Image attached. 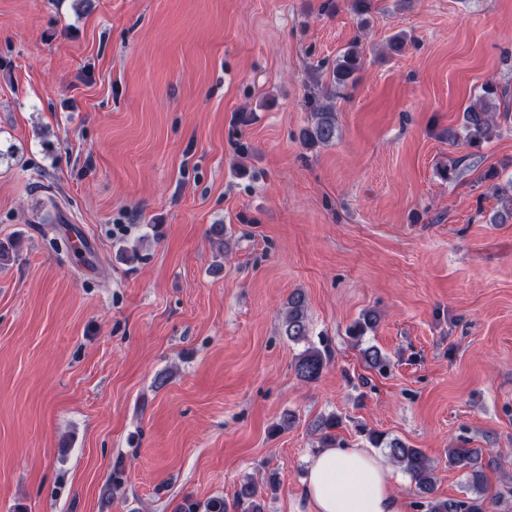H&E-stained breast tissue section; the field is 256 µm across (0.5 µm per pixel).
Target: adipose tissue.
<instances>
[{"mask_svg": "<svg viewBox=\"0 0 512 512\" xmlns=\"http://www.w3.org/2000/svg\"><path fill=\"white\" fill-rule=\"evenodd\" d=\"M381 455L351 446L315 449L293 512H408Z\"/></svg>", "mask_w": 512, "mask_h": 512, "instance_id": "adipose-tissue-1", "label": "adipose tissue"}]
</instances>
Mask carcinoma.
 Here are the masks:
<instances>
[{"label":"carcinoma","mask_w":512,"mask_h":512,"mask_svg":"<svg viewBox=\"0 0 512 512\" xmlns=\"http://www.w3.org/2000/svg\"><path fill=\"white\" fill-rule=\"evenodd\" d=\"M361 67L362 54L358 45L353 44L336 59L331 72L332 86L338 89L345 88L348 84L355 82ZM505 97L506 90L498 89L497 84L492 82L484 84L477 102L462 112L460 126L448 130V139L453 142L462 140L473 148H478L490 141L499 131V110ZM310 112L311 122L301 133L303 143L307 146L333 143L338 132L334 105L315 98L310 101ZM495 195L500 209L494 212L489 222L504 224L511 221L512 180L505 185L495 184ZM376 322V316L367 312L349 326L348 336L359 341L367 331L375 328ZM284 327L285 334L291 341H305L309 336L306 302L299 291L293 292L288 298ZM330 359L331 351L328 347L310 345L295 359L296 376L305 383L315 382L321 377ZM341 425L340 417L330 415L317 420L313 425V432L320 434L321 445H333L336 443L335 430ZM358 433L362 434L375 448L386 445L391 459L410 475L416 493L424 499L423 506L426 507V512H488L486 501L494 499V496L488 494L485 468L490 466V463L484 462L483 449L463 447L448 449V465L468 470L471 495L461 499H439L433 496L434 467L421 449L413 448L398 439L387 442L383 434L363 427L358 428ZM235 508L239 512H263L254 479L249 477L240 484V488L236 491ZM182 512H228V508L224 500L216 498L203 505L188 501L182 506Z\"/></svg>","instance_id":"obj_1"}]
</instances>
